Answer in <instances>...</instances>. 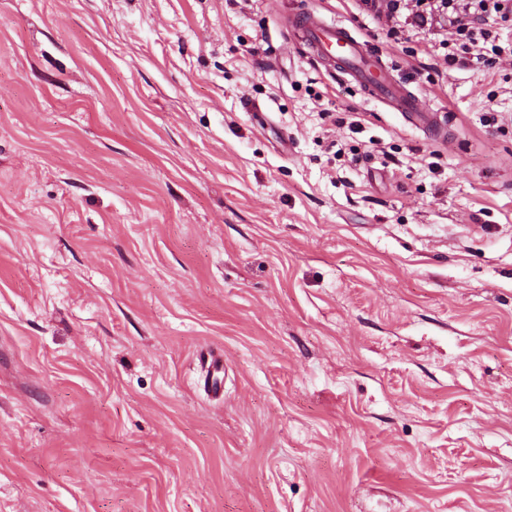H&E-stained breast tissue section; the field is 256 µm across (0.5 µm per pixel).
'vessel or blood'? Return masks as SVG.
Returning a JSON list of instances; mask_svg holds the SVG:
<instances>
[{"label": "vessel or blood", "mask_w": 512, "mask_h": 512, "mask_svg": "<svg viewBox=\"0 0 512 512\" xmlns=\"http://www.w3.org/2000/svg\"><path fill=\"white\" fill-rule=\"evenodd\" d=\"M288 29L314 58L324 63L327 74L356 84L371 101L391 111L414 115L428 128L441 130L435 111L391 82L390 68L381 55L344 25L315 11L297 9L289 17Z\"/></svg>", "instance_id": "1"}]
</instances>
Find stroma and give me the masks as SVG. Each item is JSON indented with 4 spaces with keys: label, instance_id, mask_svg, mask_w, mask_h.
<instances>
[{
    "label": "stroma",
    "instance_id": "1",
    "mask_svg": "<svg viewBox=\"0 0 512 512\" xmlns=\"http://www.w3.org/2000/svg\"><path fill=\"white\" fill-rule=\"evenodd\" d=\"M294 4L449 136L328 76ZM482 27L0 0V512H512V17Z\"/></svg>",
    "mask_w": 512,
    "mask_h": 512
}]
</instances>
